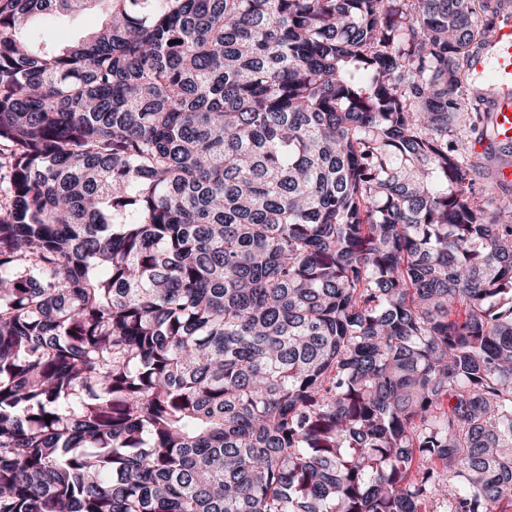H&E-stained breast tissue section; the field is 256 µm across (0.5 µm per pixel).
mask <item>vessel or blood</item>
<instances>
[{
    "label": "vessel or blood",
    "mask_w": 512,
    "mask_h": 512,
    "mask_svg": "<svg viewBox=\"0 0 512 512\" xmlns=\"http://www.w3.org/2000/svg\"><path fill=\"white\" fill-rule=\"evenodd\" d=\"M475 72L493 69L494 81L482 92L498 141H512V17H499L489 45L473 56Z\"/></svg>",
    "instance_id": "obj_1"
}]
</instances>
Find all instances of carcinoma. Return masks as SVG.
<instances>
[{
    "label": "carcinoma",
    "mask_w": 512,
    "mask_h": 512,
    "mask_svg": "<svg viewBox=\"0 0 512 512\" xmlns=\"http://www.w3.org/2000/svg\"><path fill=\"white\" fill-rule=\"evenodd\" d=\"M475 2L0 0V512H512ZM104 16L98 7L63 15L40 18L23 30V35L38 43L54 44L62 48L83 39L95 31Z\"/></svg>",
    "instance_id": "carcinoma-1"
}]
</instances>
